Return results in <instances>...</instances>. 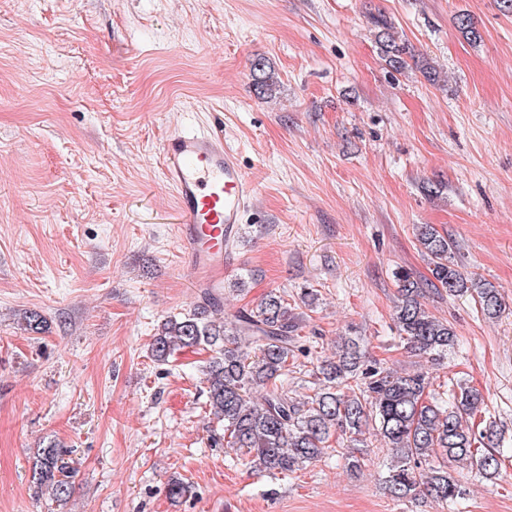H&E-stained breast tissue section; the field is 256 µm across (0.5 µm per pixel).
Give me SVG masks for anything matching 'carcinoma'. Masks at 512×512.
Segmentation results:
<instances>
[{"instance_id": "1", "label": "carcinoma", "mask_w": 512, "mask_h": 512, "mask_svg": "<svg viewBox=\"0 0 512 512\" xmlns=\"http://www.w3.org/2000/svg\"><path fill=\"white\" fill-rule=\"evenodd\" d=\"M373 25L380 56L393 72L401 75L414 68L426 81H437L435 67L416 58L392 21L378 15ZM456 27L469 43L482 40L470 15H458ZM251 72L255 93L270 94L277 78L268 62L254 60ZM416 239L430 261L431 277L396 272L394 321L404 347L428 364L425 371L403 374L368 363L360 343L348 339L316 366L314 394L291 396L285 382L288 366L310 348L300 343L297 318L275 291L229 322L212 314L217 303L210 301L167 317L152 338L151 357L165 362L183 349L212 352L204 367L210 414L224 427L226 447L251 457L261 471L294 473L322 458L332 437L361 442L373 431L391 453L385 484L394 498L413 501L424 495L442 506L454 504L463 489L448 466L475 469L490 481L502 478V433L494 421L480 428L472 422L484 413L478 391L461 384L448 392L434 388L433 372L457 345V335L448 321L428 311L424 299L441 289L453 296L474 294L488 319L500 316L503 303L491 282L458 269L447 235L420 224ZM20 329L43 334L48 323L40 313L26 311ZM254 390L259 397H252ZM74 472L70 452L49 440L33 454L30 483L35 495L47 493L64 505L72 494Z\"/></svg>"}]
</instances>
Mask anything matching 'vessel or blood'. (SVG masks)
Wrapping results in <instances>:
<instances>
[{"instance_id":"obj_1","label":"vessel or blood","mask_w":512,"mask_h":512,"mask_svg":"<svg viewBox=\"0 0 512 512\" xmlns=\"http://www.w3.org/2000/svg\"><path fill=\"white\" fill-rule=\"evenodd\" d=\"M163 178L177 199L186 269L212 298L237 266V242L253 188L221 129L178 131L161 145Z\"/></svg>"}]
</instances>
